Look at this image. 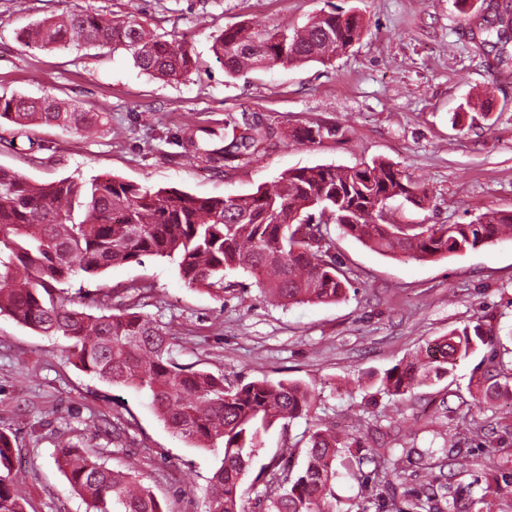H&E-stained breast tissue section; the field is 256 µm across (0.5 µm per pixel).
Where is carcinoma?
<instances>
[{
	"label": "carcinoma",
	"instance_id": "obj_1",
	"mask_svg": "<svg viewBox=\"0 0 512 512\" xmlns=\"http://www.w3.org/2000/svg\"><path fill=\"white\" fill-rule=\"evenodd\" d=\"M492 18L482 29V44L506 55L512 20L499 5H488ZM354 14L321 12L302 30L286 25H242L224 30L212 44L228 75L245 69L329 61L344 53L362 34ZM27 44L64 47L71 42L110 46L128 52L141 71L159 78L184 75L194 65L185 43L168 40L134 20H116L63 10L34 24ZM0 119L19 126L49 124L76 131L104 121L100 112H85L54 100L0 97ZM263 139L257 126L219 149L226 161ZM403 196L417 204L425 187L385 161L355 167L317 165L281 175L246 198H203L174 188L152 190L117 177H66L37 184L0 168V315L46 336L69 342V359L83 372L113 386L134 387L151 399L158 416L176 438L222 454L209 480L205 512H245L242 485L262 446L263 435L282 421L311 411L315 389L298 381L266 379L224 384V376L184 366L171 355L173 333L137 310L131 301L108 304L97 315L80 310L58 286L76 273L94 278L114 265L142 263L145 256L176 262L189 286L224 292L227 270H241L282 304L334 303L348 278L330 245L323 243V216L372 249L416 260L436 259L491 244L512 230V212L489 211L462 224H395L382 217L389 201ZM493 342L492 331L468 322L405 366L383 378L386 393L405 399L425 381L450 374L456 361ZM497 352L488 362L492 383L478 382V395L457 407L458 421L479 441L490 459L483 472L487 486H512L506 475L512 457L488 440L474 419L485 401L512 399V371L500 367ZM504 381H499V378ZM112 427L121 440V420L93 415L94 430ZM417 454L419 464L433 458L427 448H365L340 440L327 426L312 433L304 467L294 469L293 453H281L262 468L267 476L259 506L265 512H326L338 468L376 491L379 507L397 496L406 469ZM14 448L0 432V512H26L20 494ZM376 464L361 472L363 460ZM55 462L89 512H165L151 487L140 477L110 468L102 452L80 449L68 441L55 448ZM484 498L458 494L448 512H484Z\"/></svg>",
	"mask_w": 512,
	"mask_h": 512
}]
</instances>
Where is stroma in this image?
<instances>
[{
    "label": "stroma",
    "instance_id": "1",
    "mask_svg": "<svg viewBox=\"0 0 512 512\" xmlns=\"http://www.w3.org/2000/svg\"><path fill=\"white\" fill-rule=\"evenodd\" d=\"M489 0H0V97L50 98L103 113L97 135L45 124L0 123V168L35 183L64 177L114 176L147 188L199 197H242L288 170L354 167L383 160L424 184L414 205L395 199L399 224H459L490 210L512 211V62L496 64L479 28ZM337 7L362 16L360 39L327 64L255 69L228 76L212 51L214 37L243 23L304 26ZM135 19L168 39L186 42L196 66L160 80L131 56L108 47L28 46L23 34L61 9ZM489 112V121L452 125L458 112ZM238 132H269L254 150L224 161L215 151L226 118ZM321 129L296 142V129ZM199 146H183L185 130ZM332 251L350 284L335 303L281 305L243 272L227 273L223 296L192 287L175 263L147 257L101 277L76 274L66 297L95 305L100 291L148 285L141 312L168 325L173 358L227 380L313 384L309 415L264 436L261 469L281 449L305 463L316 428L333 426L367 447L439 448L453 442L469 468L406 467L395 504L427 493L431 483L467 487L497 512L512 495L478 482L483 449L454 434L459 399L470 398L487 349L459 359L448 377L399 400L384 393L387 372L449 330L479 319L493 328L500 360L512 363V241L422 261L383 255L331 229ZM68 343L0 316V431L14 436L25 477L26 512H87L54 462L63 439L99 448L109 467L148 483L166 512H204L215 455L175 438L149 396L92 377L67 358ZM103 412L126 424L121 441L86 429ZM490 439L512 452V402L492 401L478 416Z\"/></svg>",
    "mask_w": 512,
    "mask_h": 512
}]
</instances>
